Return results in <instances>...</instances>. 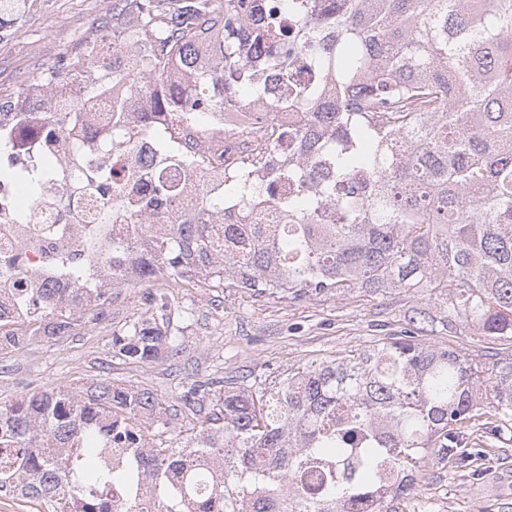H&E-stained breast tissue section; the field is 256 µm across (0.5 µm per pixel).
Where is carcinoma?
<instances>
[{
    "instance_id": "obj_1",
    "label": "carcinoma",
    "mask_w": 512,
    "mask_h": 512,
    "mask_svg": "<svg viewBox=\"0 0 512 512\" xmlns=\"http://www.w3.org/2000/svg\"><path fill=\"white\" fill-rule=\"evenodd\" d=\"M117 51L140 48L130 67L103 64L93 95L119 81L103 123L107 168L85 178L124 192L126 158L144 139L160 155L150 189L108 255L88 243L69 264L112 263V279L72 304L57 288H8L20 317L0 315V346L64 336L78 313L101 314L132 262L140 282L197 281L254 299L376 298L396 291L439 304L416 307L402 336L335 358L308 360L272 380L236 386L192 380L182 397L197 424L176 444L149 445L141 418L166 427L147 390L92 383L79 393L42 390L0 406V495L36 512H368L416 486L433 457L462 464L476 427L512 428V0H119ZM80 45L20 91L52 94L64 74L95 64ZM281 95L305 113L282 127ZM252 107L264 136L224 177V190L183 194L206 157L187 156L185 124L212 107ZM69 109L42 116L68 130ZM53 175L39 160L0 164V184ZM261 204L278 224H254ZM40 306L43 322L22 319ZM468 332L466 353L429 346L436 330ZM157 324L112 335L120 359L153 362L176 351ZM215 404L197 415L199 396ZM207 451L219 477L193 464Z\"/></svg>"
}]
</instances>
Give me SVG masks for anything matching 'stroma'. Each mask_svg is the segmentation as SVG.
Here are the masks:
<instances>
[{
	"label": "stroma",
	"mask_w": 512,
	"mask_h": 512,
	"mask_svg": "<svg viewBox=\"0 0 512 512\" xmlns=\"http://www.w3.org/2000/svg\"><path fill=\"white\" fill-rule=\"evenodd\" d=\"M114 0H23L21 17L0 39V95L12 97L41 70L82 42L105 35L102 22ZM167 295L171 309L159 326L175 336L179 352L151 363L112 356L113 333L149 319L152 296ZM416 296L400 293L291 301L260 300L179 279L116 288L105 316L84 314L68 335L37 338L18 351L0 350V403L35 390H74L104 379L154 392L166 405V431L149 427L150 441L174 437L192 424L180 395L192 375L235 378L255 371L283 373L300 361L335 356L402 333ZM484 450L474 467L433 462L416 490L395 502L396 512H512V433L481 430Z\"/></svg>",
	"instance_id": "stroma-1"
}]
</instances>
